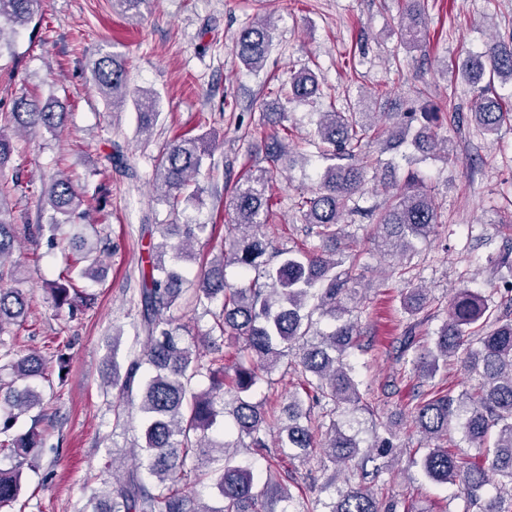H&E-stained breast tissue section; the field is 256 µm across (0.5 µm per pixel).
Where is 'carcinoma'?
Segmentation results:
<instances>
[{
    "label": "carcinoma",
    "mask_w": 512,
    "mask_h": 512,
    "mask_svg": "<svg viewBox=\"0 0 512 512\" xmlns=\"http://www.w3.org/2000/svg\"><path fill=\"white\" fill-rule=\"evenodd\" d=\"M40 0H0V57L14 54L13 40L4 37L3 22L29 25L38 14ZM425 20L420 0H402L397 33L407 46L421 38ZM273 43L270 21H250L239 30L234 52L250 69L262 67ZM126 61L115 55L97 59L91 81L114 103L132 102L137 112L140 143L148 145L151 126L159 116L156 93L130 88ZM460 78L476 93L466 116L468 124L483 136L498 134L512 123V105L502 101L492 85L497 79L512 85V35L493 40L483 51L468 56L458 66ZM320 94L316 74L302 68L291 75L286 100L301 102ZM68 112L56 101L20 96L10 111L0 112V334L24 316L31 291L15 287L16 265H6L19 241L20 229L70 238L74 248L70 263L58 274L50 292L58 307L88 306L92 298L82 294L76 278L86 277L100 263L101 248L87 237L82 196L71 181L54 178L41 192L43 205L52 211L45 224H17L8 196L22 186L21 178L9 175L13 144L5 133L18 130L65 127ZM437 112H322L316 122L312 145L326 162L315 190L300 196L295 206L304 224L305 237L319 244L282 248L270 252L265 232L271 218L269 185L275 168L293 163L291 152L276 135L269 137L266 157L273 167H256L233 187L229 201L232 224L224 249L201 270L193 289L196 303L214 319L206 336H184L173 315L183 292V276L170 260L192 257V244L206 233L205 224H158L162 240L149 242V271L140 289L136 339L142 349L126 357L125 365L112 361V385L119 387L127 403L141 415L144 443L133 445V458L144 467L112 482L108 504L98 512H291L281 502L293 503L283 486L282 474L268 465L259 475L238 463L232 448L266 456L270 448L296 451L298 457L321 455L323 468L347 469L346 488L326 505V512H397L399 502L380 501L374 492L383 467L368 463L394 452L395 434L378 436L370 449L361 451L357 436L336 420V412L362 409V397L350 362L357 348L358 322L348 318V302L357 294V254L353 235L345 231L348 219L359 215L373 221V237L383 255L404 259L417 242L429 237L438 224V207L418 175L411 171L400 180L395 168L378 159L367 162V148L377 143L380 152L403 146L415 158L427 159L441 150L451 154L448 140L440 137ZM211 156L202 137L177 138L160 148L154 157L151 182L160 201L175 208L182 194L195 182L203 160ZM381 183L387 199L380 208L361 209L357 197L368 179ZM240 271L242 282H227L226 269ZM505 295L498 304L464 286L448 304V320L426 345L410 331L402 337L399 359H408L413 373L426 379L448 363H458L473 384L455 394L423 392L414 408L417 432L434 445L421 458L431 481L457 488L465 512H512V280H503ZM425 289L412 288L403 308L417 315L424 310ZM319 313L334 324L328 332L309 338L312 316ZM237 344L232 364L224 363L223 341ZM210 346L208 360L197 349ZM288 359L303 379V393L289 396L282 414L250 401L260 383ZM14 381L0 400V453L16 460L10 471H0V508L14 503L21 493L23 466H38L42 435L31 428L12 433L18 419L42 403V394L28 381L44 375L41 356L31 353L9 361ZM207 375L208 389L197 391L194 380ZM321 407L323 417L313 426L305 403ZM231 417L232 442L210 434L219 417ZM462 433V440L482 448L489 434L492 447L474 459L453 451L448 435ZM502 478L509 495L491 492V476ZM210 478L219 502H197L188 485Z\"/></svg>",
    "instance_id": "1"
}]
</instances>
